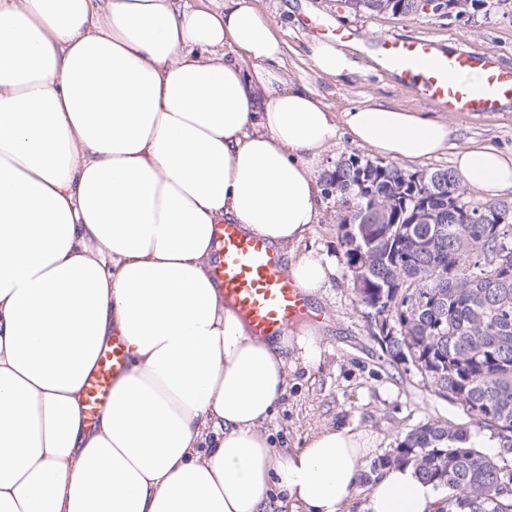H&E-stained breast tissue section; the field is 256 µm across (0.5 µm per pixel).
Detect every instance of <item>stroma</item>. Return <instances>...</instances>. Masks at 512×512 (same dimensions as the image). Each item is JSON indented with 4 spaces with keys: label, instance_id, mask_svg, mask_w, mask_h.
<instances>
[{
    "label": "stroma",
    "instance_id": "stroma-1",
    "mask_svg": "<svg viewBox=\"0 0 512 512\" xmlns=\"http://www.w3.org/2000/svg\"><path fill=\"white\" fill-rule=\"evenodd\" d=\"M286 45L284 65L321 96L333 111L359 105L373 97L404 109L422 112L419 102L391 73L378 65L374 40L426 36L446 49L460 46L482 53L496 51L512 64V18L480 15L471 23L453 18L368 15L354 12L347 0H261ZM335 20L354 32L358 69L347 79L322 75L308 58L313 34L300 26L302 18ZM459 128L457 148L470 143L488 144L512 152V111L465 119L448 115ZM341 207L327 197L324 217L307 238L306 247L337 260V273L320 297L311 301L317 319V339L322 349L319 363L297 367L288 390L277 405L267 430L280 448L303 447L316 431L344 425L370 434L375 450L363 464L364 480H371L373 466L389 454L403 436L430 420L466 423L468 412L458 401L437 396L415 370L383 354L368 329L367 310L358 300L343 263L337 238Z\"/></svg>",
    "mask_w": 512,
    "mask_h": 512
}]
</instances>
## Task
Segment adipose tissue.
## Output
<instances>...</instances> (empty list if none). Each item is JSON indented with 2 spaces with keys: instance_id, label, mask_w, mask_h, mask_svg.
<instances>
[{
  "instance_id": "adipose-tissue-1",
  "label": "adipose tissue",
  "mask_w": 512,
  "mask_h": 512,
  "mask_svg": "<svg viewBox=\"0 0 512 512\" xmlns=\"http://www.w3.org/2000/svg\"><path fill=\"white\" fill-rule=\"evenodd\" d=\"M343 78L350 44L313 42ZM259 0H0V512H342L374 449L324 427L294 450L264 430L313 332L249 336L211 276L214 229L286 253L310 296L336 265L303 243L340 133L420 162L452 124L368 99L332 111L284 70ZM460 185L512 193V153L467 146ZM129 366L96 426L82 389L98 347ZM366 512H436L409 466L381 470Z\"/></svg>"
}]
</instances>
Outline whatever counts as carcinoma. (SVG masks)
<instances>
[{
  "label": "carcinoma",
  "instance_id": "1",
  "mask_svg": "<svg viewBox=\"0 0 512 512\" xmlns=\"http://www.w3.org/2000/svg\"><path fill=\"white\" fill-rule=\"evenodd\" d=\"M357 13L409 14L414 0H349ZM512 16V0H468L471 14ZM411 171L357 155L325 181L346 214L338 224L345 264L360 302L391 320L379 341L434 392L457 400L467 425L428 421L409 431L375 467L412 466L441 495L438 512H512V223L496 215L512 202L472 203L447 168ZM488 431L501 455L480 450Z\"/></svg>",
  "mask_w": 512,
  "mask_h": 512
}]
</instances>
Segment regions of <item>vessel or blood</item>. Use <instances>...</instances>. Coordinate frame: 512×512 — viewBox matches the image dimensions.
Listing matches in <instances>:
<instances>
[{
	"instance_id": "obj_1",
	"label": "vessel or blood",
	"mask_w": 512,
	"mask_h": 512,
	"mask_svg": "<svg viewBox=\"0 0 512 512\" xmlns=\"http://www.w3.org/2000/svg\"><path fill=\"white\" fill-rule=\"evenodd\" d=\"M382 69L398 75L416 97L465 118L506 111L512 102V66L493 51L475 54L458 47L447 52L422 38L382 39L378 42ZM481 71L480 84L469 80ZM213 279L230 307L246 324L251 337L267 340L289 324L310 316V299L289 276L281 257L260 236L239 225L221 224L214 240ZM128 367L127 345L116 335L99 348L96 365L84 382L88 421L105 410L116 378Z\"/></svg>"
}]
</instances>
